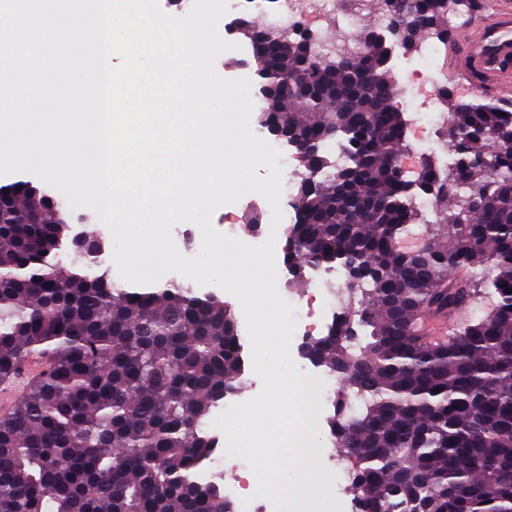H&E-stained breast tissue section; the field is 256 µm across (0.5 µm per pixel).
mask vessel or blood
<instances>
[{"label": "vessel or blood", "mask_w": 512, "mask_h": 512, "mask_svg": "<svg viewBox=\"0 0 512 512\" xmlns=\"http://www.w3.org/2000/svg\"><path fill=\"white\" fill-rule=\"evenodd\" d=\"M459 64L461 71L478 72L482 85L512 88V0H500L476 35L466 38Z\"/></svg>", "instance_id": "b4317fda"}]
</instances>
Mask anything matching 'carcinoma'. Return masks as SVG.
<instances>
[{
	"mask_svg": "<svg viewBox=\"0 0 512 512\" xmlns=\"http://www.w3.org/2000/svg\"><path fill=\"white\" fill-rule=\"evenodd\" d=\"M482 0H379L403 43L450 44L449 15ZM240 29L267 89L261 133L336 141L344 161L303 151L284 265L292 282L354 263L328 332L305 357L342 387L327 418L353 462L362 512H512V103L449 104L432 158L408 175V120L395 105L391 48L369 27L363 50L327 53L253 19ZM448 200L432 222L415 203ZM423 226L420 251L399 246ZM35 188L0 203V383L45 360L0 416V512H236L224 478L198 479L217 441L206 419L239 390L234 314L171 283L117 285L79 253ZM463 270L459 279L450 272ZM496 298L477 321L429 336L435 316Z\"/></svg>",
	"mask_w": 512,
	"mask_h": 512,
	"instance_id": "cac0c4a2",
	"label": "carcinoma"
}]
</instances>
